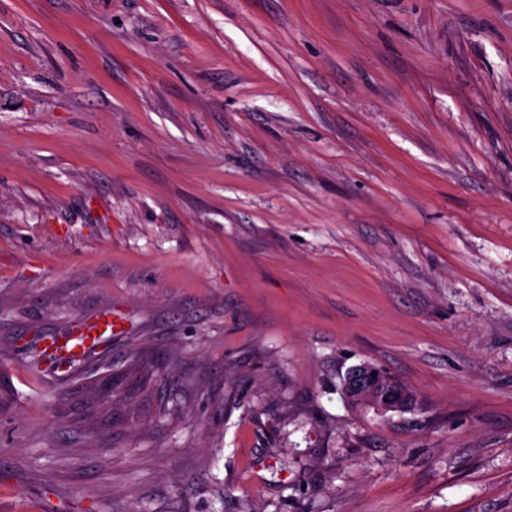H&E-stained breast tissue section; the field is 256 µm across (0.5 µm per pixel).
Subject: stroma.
Instances as JSON below:
<instances>
[{
	"label": "stroma",
	"mask_w": 512,
	"mask_h": 512,
	"mask_svg": "<svg viewBox=\"0 0 512 512\" xmlns=\"http://www.w3.org/2000/svg\"><path fill=\"white\" fill-rule=\"evenodd\" d=\"M0 374V512H512V0H0ZM344 392L348 395H368L374 398V405L378 410L387 411L394 408L405 407L406 400H394L381 393L382 373L371 364L357 365L348 370ZM375 373V377H372ZM387 398V401H384Z\"/></svg>",
	"instance_id": "1"
}]
</instances>
